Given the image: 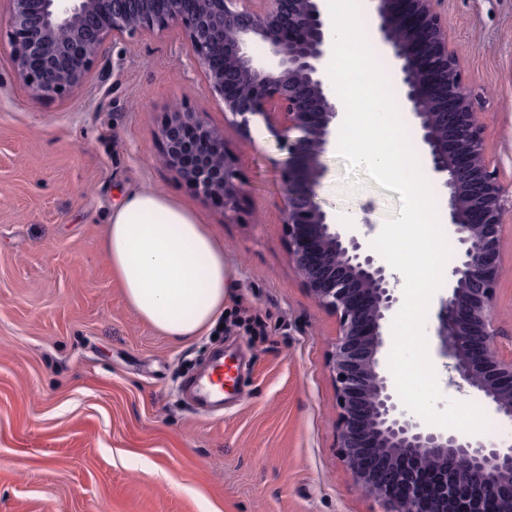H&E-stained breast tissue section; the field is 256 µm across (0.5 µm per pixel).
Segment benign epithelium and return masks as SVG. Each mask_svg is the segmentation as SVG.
<instances>
[{
    "label": "benign epithelium",
    "instance_id": "1",
    "mask_svg": "<svg viewBox=\"0 0 512 512\" xmlns=\"http://www.w3.org/2000/svg\"><path fill=\"white\" fill-rule=\"evenodd\" d=\"M13 61L35 97L78 91L106 38L178 30L225 115L244 133L263 119L288 144L282 212L288 264L336 317L329 368L337 447L381 512H512V443L471 439L415 419L396 399L382 356L401 306L399 281L362 236L321 201L325 156L342 121L330 89L333 42L324 0H0ZM377 49L391 60L403 112L434 186L446 194L459 248L448 291L435 302L433 336L447 384L484 397L512 420V351L492 319L499 236L512 198L486 156L476 94L467 86L435 0H366ZM165 164L196 193L220 197L235 221L245 185L224 136L199 112L176 110L159 130Z\"/></svg>",
    "mask_w": 512,
    "mask_h": 512
}]
</instances>
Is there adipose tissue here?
I'll use <instances>...</instances> for the list:
<instances>
[{"mask_svg": "<svg viewBox=\"0 0 512 512\" xmlns=\"http://www.w3.org/2000/svg\"><path fill=\"white\" fill-rule=\"evenodd\" d=\"M105 249L127 304L180 341L214 323L234 286L200 216L154 190L131 193L113 209Z\"/></svg>", "mask_w": 512, "mask_h": 512, "instance_id": "1", "label": "adipose tissue"}]
</instances>
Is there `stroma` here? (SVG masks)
Instances as JSON below:
<instances>
[{"label": "stroma", "mask_w": 512, "mask_h": 512, "mask_svg": "<svg viewBox=\"0 0 512 512\" xmlns=\"http://www.w3.org/2000/svg\"><path fill=\"white\" fill-rule=\"evenodd\" d=\"M486 151L512 193V0H438ZM0 22V512H380L336 441L335 317L288 264L281 164L263 122L224 116L177 30L106 39L79 93L36 97ZM189 107L223 133L246 195L234 223L162 162ZM324 207L380 232L398 192L326 156ZM155 189L192 208L235 287L210 332L166 336L127 305L103 247L113 208ZM493 320L512 334V215ZM242 358L222 416L184 400L210 351Z\"/></svg>", "instance_id": "35a3bbf8"}]
</instances>
